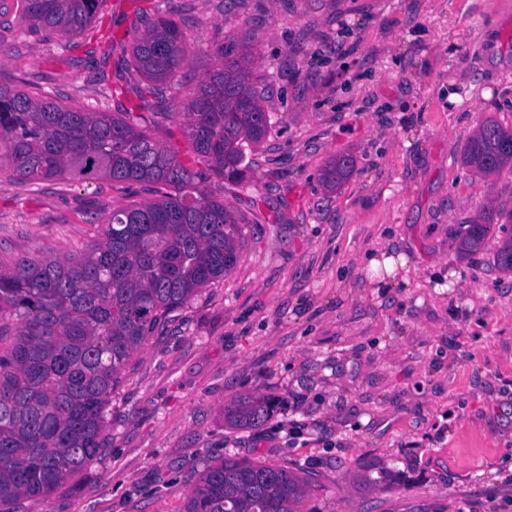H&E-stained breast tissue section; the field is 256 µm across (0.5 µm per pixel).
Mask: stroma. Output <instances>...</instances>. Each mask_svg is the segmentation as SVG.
Wrapping results in <instances>:
<instances>
[{
    "label": "stroma",
    "instance_id": "obj_1",
    "mask_svg": "<svg viewBox=\"0 0 512 512\" xmlns=\"http://www.w3.org/2000/svg\"><path fill=\"white\" fill-rule=\"evenodd\" d=\"M139 8L184 22L190 86L225 36L254 42L270 132L244 144V182L194 161L179 123L155 129L246 240L132 357L100 458L22 512H182L229 455L310 472L316 512H512V271L497 261L512 168L462 161L486 118L512 129V0H238L230 16L224 0H104L103 44L132 47ZM70 40L0 0V78L64 104H127L124 81L84 60L88 39ZM339 154L355 169L332 190L322 173ZM156 196L2 176L0 261L80 255L113 208ZM485 211L497 226L462 250ZM248 393L276 400L272 419L228 428L225 405Z\"/></svg>",
    "mask_w": 512,
    "mask_h": 512
}]
</instances>
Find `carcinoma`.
<instances>
[{
    "label": "carcinoma",
    "instance_id": "carcinoma-1",
    "mask_svg": "<svg viewBox=\"0 0 512 512\" xmlns=\"http://www.w3.org/2000/svg\"><path fill=\"white\" fill-rule=\"evenodd\" d=\"M98 7L99 0H23V16L46 35L76 34ZM134 25L144 30L131 53H102L135 96L117 112L0 81V162L10 180L167 187L158 198L112 209L78 257L35 253L0 264V512L50 496L97 460L125 366L172 313L234 267L245 242L236 215L144 124L157 114L182 119L193 153L223 180L242 182V144H260L269 133L250 82L252 46L224 38L205 78L185 99H169L161 84L176 82L187 61L185 34L163 16L137 15ZM463 162L485 175L511 165L512 130L485 120ZM353 168L351 156H340L323 181L333 188ZM490 228L488 220L470 221L463 246L477 247ZM272 411V399L240 395L224 406V422L258 429ZM310 486L300 469L228 456L200 475L184 512H315L305 508Z\"/></svg>",
    "mask_w": 512,
    "mask_h": 512
}]
</instances>
